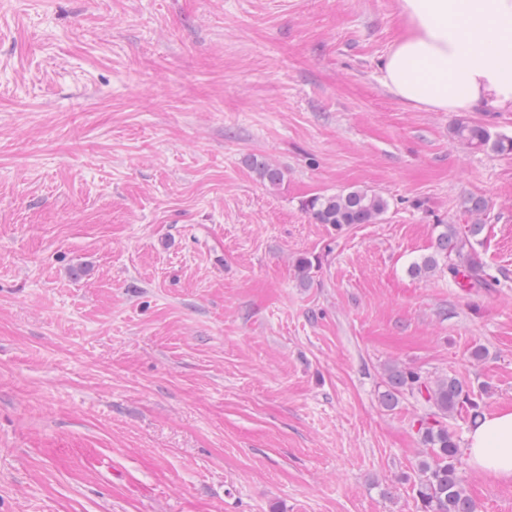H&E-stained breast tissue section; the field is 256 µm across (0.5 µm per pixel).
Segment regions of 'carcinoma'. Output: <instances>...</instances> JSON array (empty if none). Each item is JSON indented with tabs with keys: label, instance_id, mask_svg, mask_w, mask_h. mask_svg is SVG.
Instances as JSON below:
<instances>
[{
	"label": "carcinoma",
	"instance_id": "carcinoma-1",
	"mask_svg": "<svg viewBox=\"0 0 512 512\" xmlns=\"http://www.w3.org/2000/svg\"><path fill=\"white\" fill-rule=\"evenodd\" d=\"M454 138L470 148L491 146L497 152L512 151V140L492 138L484 126L467 120L457 121L452 128ZM260 180L275 186L282 180L278 168L265 159L250 161ZM304 208L316 223L341 228L349 224H374L385 213L388 201L365 190H342L307 199ZM484 225H468L460 233L453 224L442 225L435 236L433 252L413 263L409 272L415 277L426 275L444 261L448 281L464 290L492 288L494 277L472 244ZM409 394L425 408L418 419L422 450L413 478V492L421 512H476V504L467 493L460 477L462 452L458 435L448 427V419L464 413L473 425L482 419L483 395L471 391L454 375L432 379L401 366L387 369V389L381 404L392 408L398 397Z\"/></svg>",
	"mask_w": 512,
	"mask_h": 512
}]
</instances>
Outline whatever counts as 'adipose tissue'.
I'll list each match as a JSON object with an SVG mask.
<instances>
[{
  "instance_id": "adipose-tissue-1",
  "label": "adipose tissue",
  "mask_w": 512,
  "mask_h": 512,
  "mask_svg": "<svg viewBox=\"0 0 512 512\" xmlns=\"http://www.w3.org/2000/svg\"><path fill=\"white\" fill-rule=\"evenodd\" d=\"M402 33L380 66L398 101L428 112H512V0H396ZM465 453L512 482V407L488 414Z\"/></svg>"
}]
</instances>
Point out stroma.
<instances>
[{
  "label": "stroma",
  "instance_id": "1",
  "mask_svg": "<svg viewBox=\"0 0 512 512\" xmlns=\"http://www.w3.org/2000/svg\"><path fill=\"white\" fill-rule=\"evenodd\" d=\"M400 30L396 0H0V512H418L387 368L512 406V154L383 88ZM349 188L387 212L303 208ZM477 221L502 288L410 274ZM304 208L316 223L341 228L349 224H374L385 213L388 201L365 190H342L307 199Z\"/></svg>",
  "mask_w": 512,
  "mask_h": 512
}]
</instances>
